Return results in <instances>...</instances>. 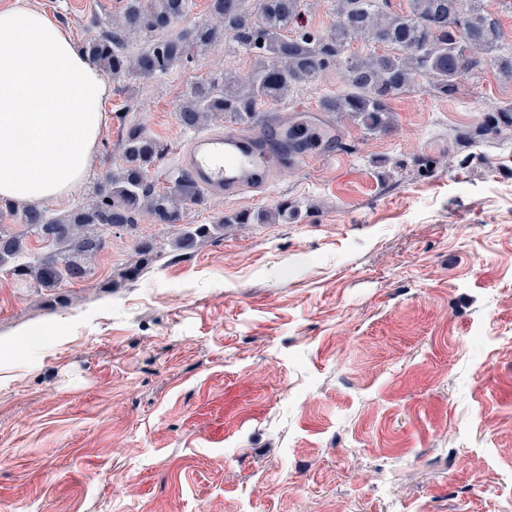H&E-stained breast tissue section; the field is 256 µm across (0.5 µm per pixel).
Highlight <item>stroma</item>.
Returning <instances> with one entry per match:
<instances>
[{"mask_svg": "<svg viewBox=\"0 0 512 512\" xmlns=\"http://www.w3.org/2000/svg\"><path fill=\"white\" fill-rule=\"evenodd\" d=\"M34 3L78 46L126 7ZM253 66L217 42L163 77L111 80L93 172L49 212L92 202L133 125L167 145L152 174L165 187L194 138L176 119L186 90ZM344 88L329 72L250 128L300 110L340 148L183 216L288 200L299 222L178 250L141 216L53 306L0 273V512H512V149L448 160L512 106V81L489 61L451 96L419 78L381 132L323 111Z\"/></svg>", "mask_w": 512, "mask_h": 512, "instance_id": "1", "label": "stroma"}]
</instances>
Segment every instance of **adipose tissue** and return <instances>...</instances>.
I'll return each instance as SVG.
<instances>
[{"instance_id":"obj_1","label":"adipose tissue","mask_w":512,"mask_h":512,"mask_svg":"<svg viewBox=\"0 0 512 512\" xmlns=\"http://www.w3.org/2000/svg\"><path fill=\"white\" fill-rule=\"evenodd\" d=\"M110 86L30 0L0 6V201L37 205L88 177Z\"/></svg>"}]
</instances>
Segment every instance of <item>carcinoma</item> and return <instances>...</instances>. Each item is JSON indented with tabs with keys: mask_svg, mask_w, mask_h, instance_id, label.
<instances>
[{
	"mask_svg": "<svg viewBox=\"0 0 512 512\" xmlns=\"http://www.w3.org/2000/svg\"><path fill=\"white\" fill-rule=\"evenodd\" d=\"M303 0H211L210 18L189 28L175 29L191 0H127L112 29L90 37L83 51L100 71L113 78H157L193 52L221 39L253 55L256 66L241 78L223 71L191 87L176 113L190 130L209 119L230 116L249 124L261 107L286 98L295 88L316 83L326 72L343 75V93L324 100L326 112L346 114L370 131L390 128L389 101L416 79L428 76L443 95H452L462 77L480 73L485 60L495 61L500 74L512 79V51L503 52L499 23L481 0H408L407 10L387 11V0H333L336 23L325 33L297 31ZM142 33H157L136 54L126 48ZM364 38L385 47L381 53L355 56L351 44ZM512 140V107L484 115L461 140L471 146L484 141ZM162 154L159 142L138 126L130 127L122 144V165L106 172L94 187L95 199L56 217L40 206L0 205V271L36 293L44 302L58 299L53 290L64 282H81L91 275V262L104 249L114 226L134 227L140 216L177 228L174 245L192 248L224 231L227 224H267L269 216L287 224L300 218L299 206L284 201L269 213L239 212L216 217L209 224H183L185 210L201 202L198 185L185 170L169 173L172 185L162 189L150 180ZM18 219L25 232L17 234L5 221ZM45 240L50 253L29 251L25 237ZM152 252L137 248V259L124 276L138 277Z\"/></svg>",
	"mask_w": 512,
	"mask_h": 512,
	"instance_id": "obj_1",
	"label": "carcinoma"
}]
</instances>
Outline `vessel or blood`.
<instances>
[{
    "mask_svg": "<svg viewBox=\"0 0 512 512\" xmlns=\"http://www.w3.org/2000/svg\"><path fill=\"white\" fill-rule=\"evenodd\" d=\"M184 162L206 190L221 194L267 185L270 173L288 157L259 135L208 134L194 138Z\"/></svg>",
    "mask_w": 512,
    "mask_h": 512,
    "instance_id": "b4317fda",
    "label": "vessel or blood"
}]
</instances>
